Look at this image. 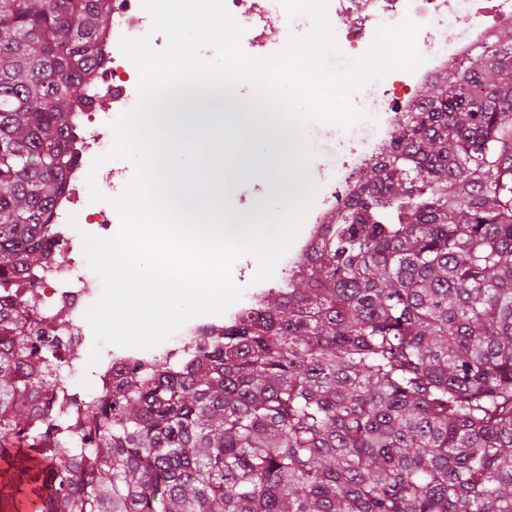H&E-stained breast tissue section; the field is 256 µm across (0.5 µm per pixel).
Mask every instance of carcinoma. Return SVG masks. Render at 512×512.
I'll return each mask as SVG.
<instances>
[{
    "instance_id": "carcinoma-1",
    "label": "carcinoma",
    "mask_w": 512,
    "mask_h": 512,
    "mask_svg": "<svg viewBox=\"0 0 512 512\" xmlns=\"http://www.w3.org/2000/svg\"><path fill=\"white\" fill-rule=\"evenodd\" d=\"M106 0H0V283L52 251ZM238 321L61 422L0 309V477L41 512H512V41L421 95Z\"/></svg>"
}]
</instances>
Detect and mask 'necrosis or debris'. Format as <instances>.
Instances as JSON below:
<instances>
[{"mask_svg":"<svg viewBox=\"0 0 512 512\" xmlns=\"http://www.w3.org/2000/svg\"><path fill=\"white\" fill-rule=\"evenodd\" d=\"M110 6L112 27L99 38L100 61L92 73L94 95L79 105L73 128L71 152L77 162L54 202V238L58 246L70 251L82 243L74 219L90 205L87 170L93 159L107 150L111 124L138 102L136 66L120 52L119 39L150 34V17L140 0H111ZM329 16L344 20L336 35L341 49L352 57L362 54L370 44L377 19L411 18L422 26L417 47L424 61L415 71L393 72L353 96V104L374 113L377 122L342 142L339 164L316 196L306 219L307 228L294 247L295 258L281 267L286 277L298 271V258L310 254L317 245L321 224L347 204L357 185L358 171L376 161L380 144L390 142L399 122L417 104L419 88L455 68L475 49L504 37L512 39V0H330ZM19 281V287L0 289V301L20 305L24 333L59 340V349L47 358L55 372L76 374L75 364L64 361L61 350L84 342L81 322L101 294L99 278L87 265L73 259L63 263L51 256L38 269L21 275ZM56 308L68 310L69 320L55 321L52 311ZM238 315V309L232 308L220 316L193 318L152 349L112 348L96 363L94 373L102 386L118 383L134 364L151 366L160 357L171 355L174 346L191 345L230 326Z\"/></svg>","mask_w":512,"mask_h":512,"instance_id":"obj_1","label":"necrosis or debris"}]
</instances>
